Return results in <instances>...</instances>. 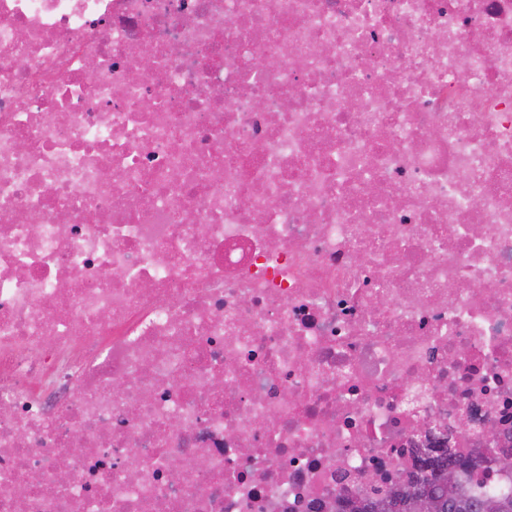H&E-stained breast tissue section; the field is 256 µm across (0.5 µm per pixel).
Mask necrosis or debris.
<instances>
[{"mask_svg":"<svg viewBox=\"0 0 512 512\" xmlns=\"http://www.w3.org/2000/svg\"><path fill=\"white\" fill-rule=\"evenodd\" d=\"M447 446L512 447V0H0V512Z\"/></svg>","mask_w":512,"mask_h":512,"instance_id":"4bbe7bcc","label":"necrosis or debris"}]
</instances>
